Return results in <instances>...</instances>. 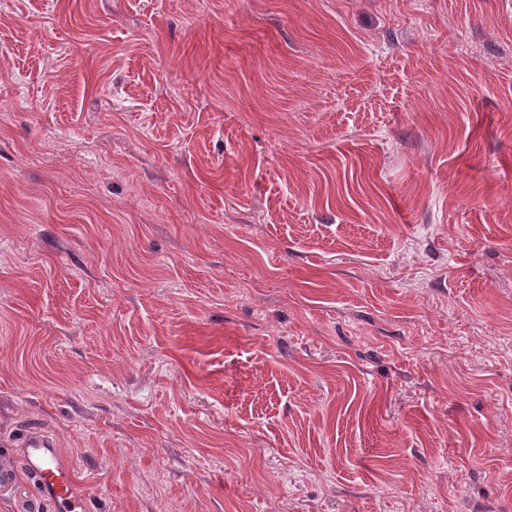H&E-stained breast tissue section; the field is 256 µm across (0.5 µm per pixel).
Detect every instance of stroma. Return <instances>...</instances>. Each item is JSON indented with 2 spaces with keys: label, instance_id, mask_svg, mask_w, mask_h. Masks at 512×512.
<instances>
[{
  "label": "stroma",
  "instance_id": "1",
  "mask_svg": "<svg viewBox=\"0 0 512 512\" xmlns=\"http://www.w3.org/2000/svg\"><path fill=\"white\" fill-rule=\"evenodd\" d=\"M89 512H512V0H0V441ZM14 453L0 459V494H20L21 486L11 459L19 453L30 468L31 485L22 502L36 506L40 501L48 502L53 512H87L85 495L76 488L74 467L57 452L54 441L45 433L33 430L22 434L10 443Z\"/></svg>",
  "mask_w": 512,
  "mask_h": 512
}]
</instances>
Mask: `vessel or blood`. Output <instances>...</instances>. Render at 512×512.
Wrapping results in <instances>:
<instances>
[{
	"mask_svg": "<svg viewBox=\"0 0 512 512\" xmlns=\"http://www.w3.org/2000/svg\"><path fill=\"white\" fill-rule=\"evenodd\" d=\"M11 446L27 461L31 483L21 488L10 458L0 459V494L24 493L27 502H48L52 512H88L87 498L76 488L73 466L58 454L47 434L33 430Z\"/></svg>",
	"mask_w": 512,
	"mask_h": 512,
	"instance_id": "1",
	"label": "vessel or blood"
}]
</instances>
